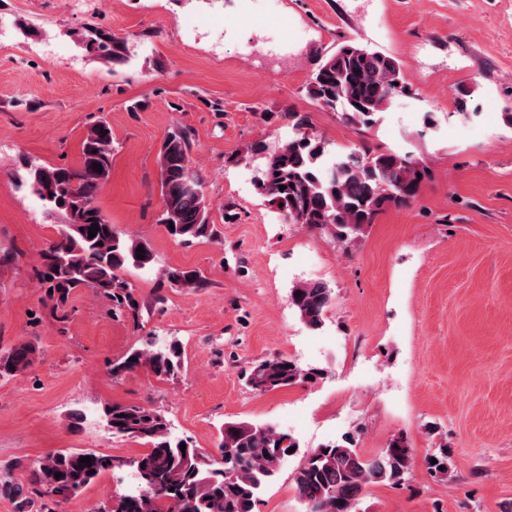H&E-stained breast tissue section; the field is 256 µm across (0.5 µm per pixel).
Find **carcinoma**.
I'll return each instance as SVG.
<instances>
[{"instance_id": "1", "label": "carcinoma", "mask_w": 512, "mask_h": 512, "mask_svg": "<svg viewBox=\"0 0 512 512\" xmlns=\"http://www.w3.org/2000/svg\"><path fill=\"white\" fill-rule=\"evenodd\" d=\"M90 49L99 50L114 65L129 60L124 40L96 34ZM400 62L355 40L336 47L319 60L306 92L326 112L352 126L371 127L395 99L410 94ZM294 134L274 147L250 146L262 159L255 188L292 224L330 235L340 243L356 241L376 217L391 207L414 201L429 167L409 153L350 150L333 153L325 139L309 130L306 116L288 113ZM105 120L90 124L81 142L77 167L43 166L24 162L22 185L49 214L62 217L56 238L41 252L40 287L48 290L50 312L58 322L68 319L70 293L87 288L107 304L109 314L137 325L142 305L133 286L121 277L132 267L151 271L157 256L149 239L120 235L96 205L100 188L112 172V133ZM191 137L183 128L169 131L159 148L161 214L158 223L174 240L192 243L215 238L204 179L193 165ZM102 166L101 172L93 164ZM285 189H279V186ZM95 237H88L92 224ZM174 229H169V225ZM143 248L144 259L137 258ZM162 283L184 293L209 287L205 274L191 267H167ZM290 298L300 320L310 329L323 324L332 305V289L319 281L300 282ZM32 341L0 348V380L30 370L36 361ZM184 367L181 344L148 341L112 363L117 378L145 368L159 379L177 376ZM323 370L304 368L285 357L263 360L250 368L247 379L260 392L315 381ZM101 414L112 435L137 440L146 451L133 459L92 450L58 449L35 461L15 459L10 470L22 478L0 479V496L9 498L14 512H62L61 506L104 475L130 467L135 489L121 496L118 507L107 494L97 512H253L263 487L275 476L288 449L298 447L287 433L267 425L230 422L221 432V459L203 453L188 440L172 435L169 420L150 404L111 403ZM186 449H180V444ZM88 456L91 464L80 462ZM437 463H431V459ZM415 458L406 437L393 438L372 456L359 453L351 437L313 449L296 473V489L307 512H356L370 484L402 485L412 474ZM429 473L448 472V449L425 456ZM60 473L62 477L55 478Z\"/></svg>"}]
</instances>
